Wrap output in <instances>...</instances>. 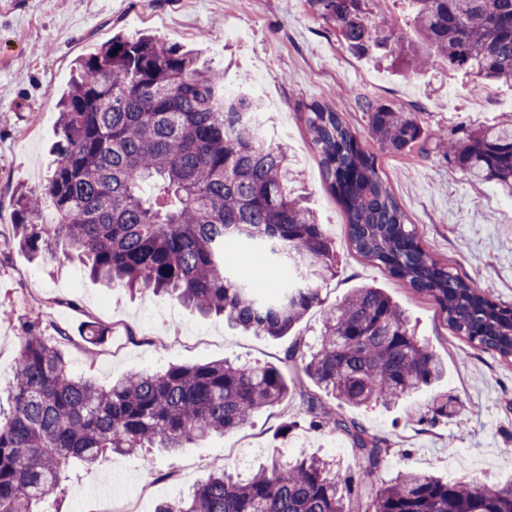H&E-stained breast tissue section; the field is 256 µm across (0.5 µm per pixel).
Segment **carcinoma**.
Returning <instances> with one entry per match:
<instances>
[{
    "mask_svg": "<svg viewBox=\"0 0 512 512\" xmlns=\"http://www.w3.org/2000/svg\"><path fill=\"white\" fill-rule=\"evenodd\" d=\"M366 0H309L353 52L383 51L412 71L443 66L481 90L512 79V0H404L416 40L404 49L369 19ZM258 102L225 93L224 72L153 35L118 33L78 60L59 105L57 155L42 193L15 198L16 240L33 258L75 254L110 286L164 294L256 335H286L322 306L336 252L315 212L294 195L288 146L267 140ZM368 132L401 153L424 131L403 106L369 104ZM305 125L328 187L362 256L430 297L471 347L512 362V307L425 251L416 226L339 112L307 106ZM463 176L512 197V123L466 138L437 137ZM251 241L303 265L298 281L262 296L225 265ZM284 367L224 360L130 371L105 386L74 376L62 351L31 329L21 337L8 412L0 410V512H38L73 465L185 444L239 428L292 391L308 424L343 433L359 460L278 451L240 478L219 468L156 512H349L350 481L365 512H512V485L448 481L402 469L375 484L387 442L339 409L388 406L441 381L443 363L381 288L363 285L323 310L319 337L296 342ZM321 393H309L306 382Z\"/></svg>",
    "mask_w": 512,
    "mask_h": 512,
    "instance_id": "1",
    "label": "carcinoma"
}]
</instances>
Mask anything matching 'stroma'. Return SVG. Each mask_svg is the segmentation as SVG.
Returning <instances> with one entry per match:
<instances>
[{
    "label": "stroma",
    "mask_w": 512,
    "mask_h": 512,
    "mask_svg": "<svg viewBox=\"0 0 512 512\" xmlns=\"http://www.w3.org/2000/svg\"><path fill=\"white\" fill-rule=\"evenodd\" d=\"M148 31L185 48L202 49L228 76L257 75L251 92L265 106L269 138L286 143L290 163L309 206L336 246L338 272L322 296L344 299L362 284L384 288L407 315L418 337L447 368L443 381L390 408L347 409L390 450L377 472L389 482L398 469L430 472L451 481L512 483V364L478 351L456 336L429 299L355 252L344 211L331 194L303 116L314 102L329 105L354 131L365 134V101L415 110L426 140L391 154L367 139L379 173L396 196L422 246L453 271L512 306V199L490 183L457 171L435 146L434 134L460 139L481 127L512 119V81L474 92L462 74L431 69L398 72L361 56L308 0H0V389L13 377L21 336L29 327L59 342L71 372L107 382L130 371L222 359L276 365L296 340L320 332L322 312L312 309L287 336L273 339L228 328L223 317H203L152 293L105 287L72 257L32 259L14 241L17 190L41 191L57 135V102L75 62L119 32ZM226 261L256 287L272 289L292 275L244 245ZM107 329L101 344L85 342L88 325ZM437 395L448 398L447 417L427 423ZM288 437L336 460L345 471L358 464L347 439L309 428L305 407L291 396L251 423L169 457L112 455L94 466H74L46 512H104L110 489H123L129 512H155L166 498L187 492L214 468L235 472L259 466L276 450L283 421Z\"/></svg>",
    "instance_id": "1"
}]
</instances>
